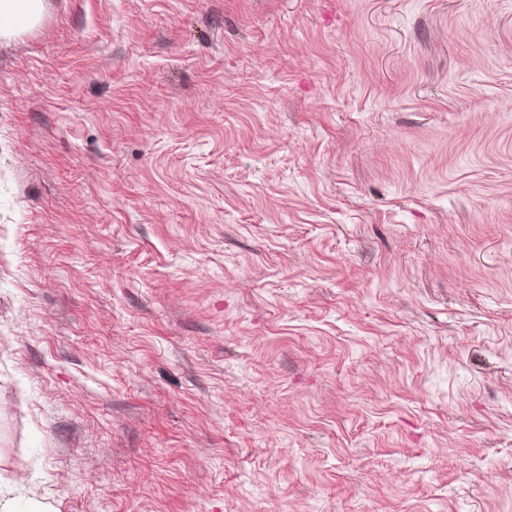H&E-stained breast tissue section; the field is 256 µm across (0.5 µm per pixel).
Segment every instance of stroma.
Returning <instances> with one entry per match:
<instances>
[{"label":"stroma","instance_id":"obj_1","mask_svg":"<svg viewBox=\"0 0 512 512\" xmlns=\"http://www.w3.org/2000/svg\"><path fill=\"white\" fill-rule=\"evenodd\" d=\"M0 496L512 512V0L1 39Z\"/></svg>","mask_w":512,"mask_h":512}]
</instances>
